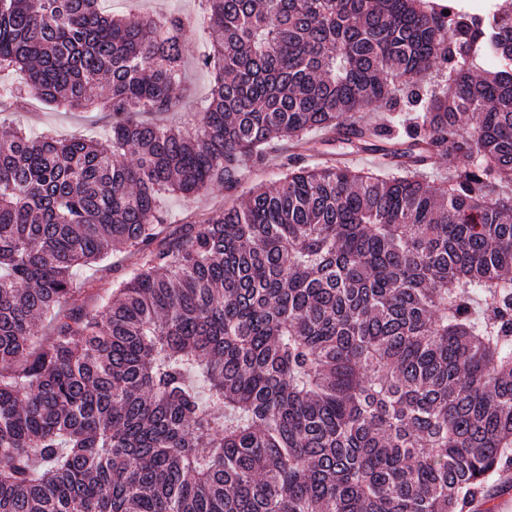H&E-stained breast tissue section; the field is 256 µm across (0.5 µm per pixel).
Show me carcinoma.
<instances>
[{
	"label": "carcinoma",
	"instance_id": "1",
	"mask_svg": "<svg viewBox=\"0 0 512 512\" xmlns=\"http://www.w3.org/2000/svg\"><path fill=\"white\" fill-rule=\"evenodd\" d=\"M198 2L215 82L178 126L148 116L182 99L187 16L0 0V73L25 76L0 98L112 115L106 147L0 119V512H491L512 461V0ZM316 129L411 164L291 158L170 228L164 199L233 189ZM438 153L467 162L431 184ZM114 249L140 263L73 286Z\"/></svg>",
	"mask_w": 512,
	"mask_h": 512
}]
</instances>
